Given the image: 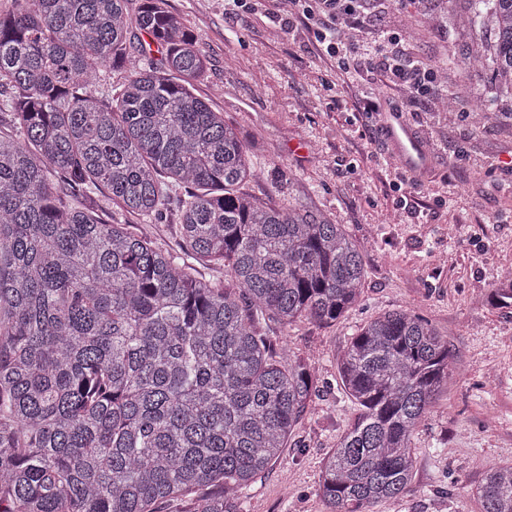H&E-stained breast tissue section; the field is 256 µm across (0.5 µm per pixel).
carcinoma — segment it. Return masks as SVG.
I'll return each mask as SVG.
<instances>
[{
    "instance_id": "1",
    "label": "carcinoma",
    "mask_w": 512,
    "mask_h": 512,
    "mask_svg": "<svg viewBox=\"0 0 512 512\" xmlns=\"http://www.w3.org/2000/svg\"><path fill=\"white\" fill-rule=\"evenodd\" d=\"M469 2L460 26L492 38L465 70L512 97V0ZM128 4L0 9V512H158L178 497L242 512L319 384L256 324L336 322L360 300L363 248L343 225L241 190L257 177L248 146L196 94L209 59L183 17ZM177 188L180 254L100 216L151 224ZM195 262L223 264L234 287ZM449 366L418 314L357 330L338 373L358 414L320 471L326 512L409 492L412 437ZM477 497L512 512V464L487 467Z\"/></svg>"
}]
</instances>
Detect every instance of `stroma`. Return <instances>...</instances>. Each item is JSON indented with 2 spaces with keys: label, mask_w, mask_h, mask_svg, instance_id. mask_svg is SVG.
<instances>
[{
  "label": "stroma",
  "mask_w": 512,
  "mask_h": 512,
  "mask_svg": "<svg viewBox=\"0 0 512 512\" xmlns=\"http://www.w3.org/2000/svg\"><path fill=\"white\" fill-rule=\"evenodd\" d=\"M394 0H365L362 43L395 30ZM420 19L405 33L410 56L434 65L456 109L411 103L402 115L425 149L430 172L403 187L375 171L400 164L386 140L391 107L378 99L368 121L356 108L337 110L325 88L304 27L290 29L258 14L237 12L231 0H168L209 58L197 94L222 112L251 147L258 177L246 189L273 206L306 205L344 225L364 250L367 276L358 307L331 324L304 319L288 333L290 355L314 362L321 383L293 438L272 467L241 495L243 512H325L318 479L325 457L356 415L340 390L337 360L357 329L392 310L427 318L446 335L448 383L434 416L414 435L415 478L400 500L372 512H478L474 491L488 464L512 462V307L490 296L512 269V130L497 120L512 110L486 74L463 73L482 49L478 35L459 29L441 0H404ZM489 112L473 126L472 109ZM419 199L402 209V197ZM181 191H173L152 224L115 208L113 222L152 236L165 252L182 249ZM447 255V264L436 261Z\"/></svg>",
  "instance_id": "35a3bbf8"
}]
</instances>
